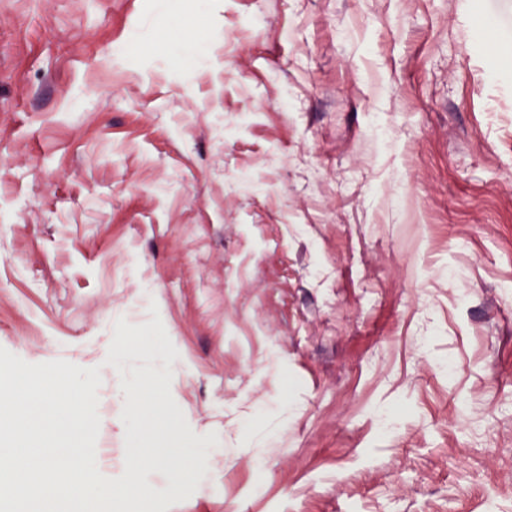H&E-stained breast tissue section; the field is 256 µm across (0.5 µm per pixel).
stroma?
I'll list each match as a JSON object with an SVG mask.
<instances>
[{"mask_svg":"<svg viewBox=\"0 0 512 512\" xmlns=\"http://www.w3.org/2000/svg\"><path fill=\"white\" fill-rule=\"evenodd\" d=\"M490 15L512 0H0V347L98 368L102 475L148 365H107L115 323L158 317L209 453L164 512H512Z\"/></svg>","mask_w":512,"mask_h":512,"instance_id":"35a3bbf8","label":"stroma"}]
</instances>
